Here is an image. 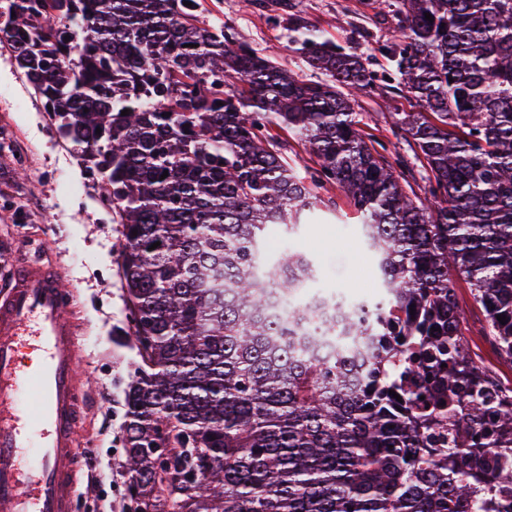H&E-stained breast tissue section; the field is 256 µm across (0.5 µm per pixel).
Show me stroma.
I'll list each match as a JSON object with an SVG mask.
<instances>
[{"instance_id":"35a3bbf8","label":"stroma","mask_w":512,"mask_h":512,"mask_svg":"<svg viewBox=\"0 0 512 512\" xmlns=\"http://www.w3.org/2000/svg\"><path fill=\"white\" fill-rule=\"evenodd\" d=\"M198 19L223 24L240 42L272 50L275 60L302 79L320 80L290 42L293 21H300L344 47L357 51L375 73L387 70L381 45L393 39L394 23L384 0H290V10L275 0H199ZM412 101L396 81H380L361 94L355 110L366 133L387 141L396 113ZM0 131L9 149L0 148V285L14 265L29 257L28 241L45 238L44 260L59 266L73 293L78 318L83 415L77 445L81 458L74 499L82 512H126L124 390L138 362L124 318L125 296L117 267L121 227L102 205V187L79 154L59 137L39 97L16 69L8 49L0 48ZM25 153L18 162L17 153ZM335 216L302 225L291 242L313 257L323 286L349 297L371 299L379 292V273L358 240L348 200L328 188ZM456 300L474 360L512 383V364L503 361L485 339L486 320L464 280L456 282Z\"/></svg>"}]
</instances>
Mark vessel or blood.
<instances>
[{
    "label": "vessel or blood",
    "mask_w": 512,
    "mask_h": 512,
    "mask_svg": "<svg viewBox=\"0 0 512 512\" xmlns=\"http://www.w3.org/2000/svg\"><path fill=\"white\" fill-rule=\"evenodd\" d=\"M79 354L58 266L16 264L0 291V512H67L76 478Z\"/></svg>",
    "instance_id": "1"
}]
</instances>
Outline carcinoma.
<instances>
[{"label": "carcinoma", "instance_id": "obj_1", "mask_svg": "<svg viewBox=\"0 0 512 512\" xmlns=\"http://www.w3.org/2000/svg\"><path fill=\"white\" fill-rule=\"evenodd\" d=\"M1 1L0 47L122 227L145 512H512V391L471 357L454 281L512 363V0L393 3L379 51L414 101L393 131L411 161L360 127L354 94L378 75L303 24L325 81L200 25L199 0ZM329 186L380 272L365 318L306 301L318 267L287 247ZM271 133L282 144V152L298 172L304 176L305 172L309 169L317 167L314 164L313 158L308 155L300 143L288 131L283 130L277 126L271 127Z\"/></svg>", "mask_w": 512, "mask_h": 512}]
</instances>
